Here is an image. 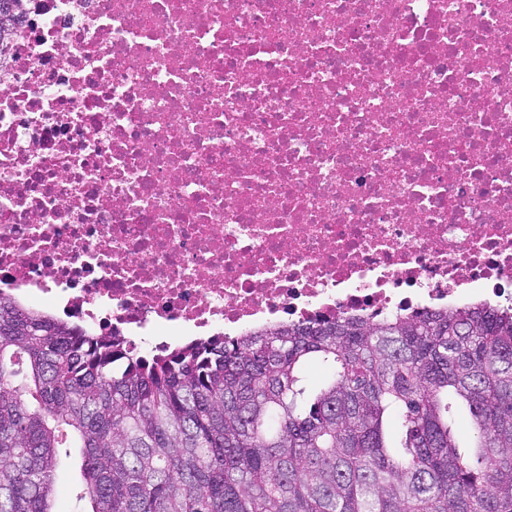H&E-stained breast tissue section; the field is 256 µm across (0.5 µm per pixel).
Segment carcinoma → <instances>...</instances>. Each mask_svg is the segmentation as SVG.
<instances>
[{"instance_id":"cac0c4a2","label":"carcinoma","mask_w":512,"mask_h":512,"mask_svg":"<svg viewBox=\"0 0 512 512\" xmlns=\"http://www.w3.org/2000/svg\"><path fill=\"white\" fill-rule=\"evenodd\" d=\"M62 448L82 449L74 512H512V310L285 324L148 359L0 298V512H54Z\"/></svg>"}]
</instances>
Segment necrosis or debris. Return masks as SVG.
Segmentation results:
<instances>
[{"label":"necrosis or debris","instance_id":"4bbe7bcc","mask_svg":"<svg viewBox=\"0 0 512 512\" xmlns=\"http://www.w3.org/2000/svg\"><path fill=\"white\" fill-rule=\"evenodd\" d=\"M0 297L144 356L512 307V0H20Z\"/></svg>","mask_w":512,"mask_h":512}]
</instances>
